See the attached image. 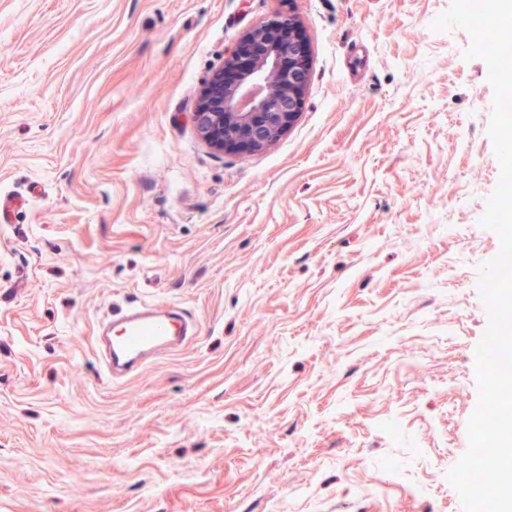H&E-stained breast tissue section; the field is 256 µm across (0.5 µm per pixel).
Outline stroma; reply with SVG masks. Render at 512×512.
<instances>
[{"label": "stroma", "mask_w": 512, "mask_h": 512, "mask_svg": "<svg viewBox=\"0 0 512 512\" xmlns=\"http://www.w3.org/2000/svg\"><path fill=\"white\" fill-rule=\"evenodd\" d=\"M451 3L0 0V512H461L500 241ZM281 13L299 117L215 151L201 92ZM147 297L201 333L110 382L94 327Z\"/></svg>", "instance_id": "1"}]
</instances>
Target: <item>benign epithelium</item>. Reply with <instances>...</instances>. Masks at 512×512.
<instances>
[{"instance_id": "obj_1", "label": "benign epithelium", "mask_w": 512, "mask_h": 512, "mask_svg": "<svg viewBox=\"0 0 512 512\" xmlns=\"http://www.w3.org/2000/svg\"><path fill=\"white\" fill-rule=\"evenodd\" d=\"M290 14L248 30L241 42H260L263 52L233 50L224 67L237 70L224 84L219 71L204 87L193 119L203 142L220 151L256 152L296 121L312 73L310 49Z\"/></svg>"}]
</instances>
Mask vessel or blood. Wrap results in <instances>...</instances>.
Listing matches in <instances>:
<instances>
[{"label": "vessel or blood", "mask_w": 512, "mask_h": 512, "mask_svg": "<svg viewBox=\"0 0 512 512\" xmlns=\"http://www.w3.org/2000/svg\"><path fill=\"white\" fill-rule=\"evenodd\" d=\"M198 333L197 323L174 303L139 299L98 321L93 346L101 370L118 381L175 351Z\"/></svg>", "instance_id": "obj_1"}]
</instances>
